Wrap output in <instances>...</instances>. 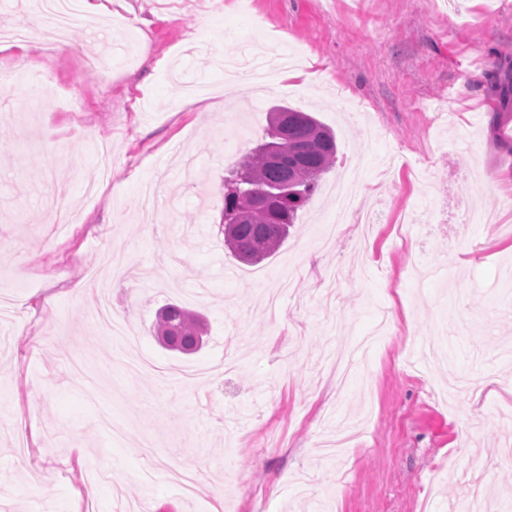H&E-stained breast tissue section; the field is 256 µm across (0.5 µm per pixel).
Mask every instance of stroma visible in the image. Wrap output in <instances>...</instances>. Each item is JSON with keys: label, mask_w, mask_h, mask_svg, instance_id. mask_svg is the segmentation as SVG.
Here are the masks:
<instances>
[{"label": "stroma", "mask_w": 512, "mask_h": 512, "mask_svg": "<svg viewBox=\"0 0 512 512\" xmlns=\"http://www.w3.org/2000/svg\"><path fill=\"white\" fill-rule=\"evenodd\" d=\"M106 15L115 28L80 13L75 54L34 53L36 33L0 49L22 73L0 84V512H448L473 485L504 489L512 0H110ZM266 48L309 80L225 95V54ZM46 79L67 106L34 102ZM278 105L332 128L336 160L249 266L224 247V178ZM90 142L111 148L110 181ZM349 167L383 220L316 248ZM111 262L133 347L95 320ZM172 301L206 320L196 354L153 336ZM383 310L388 334L337 396L328 358ZM201 465L183 497L168 467Z\"/></svg>", "instance_id": "1"}]
</instances>
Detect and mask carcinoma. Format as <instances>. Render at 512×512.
I'll return each mask as SVG.
<instances>
[{
	"label": "carcinoma",
	"mask_w": 512,
	"mask_h": 512,
	"mask_svg": "<svg viewBox=\"0 0 512 512\" xmlns=\"http://www.w3.org/2000/svg\"><path fill=\"white\" fill-rule=\"evenodd\" d=\"M283 113L290 115L286 125L280 121ZM266 135L268 141L243 157L224 182V223L233 226L224 246L246 264H257L278 249L336 158L335 135L306 112L274 109ZM153 331L161 339L192 344L205 325L181 306L167 304Z\"/></svg>",
	"instance_id": "obj_1"
}]
</instances>
